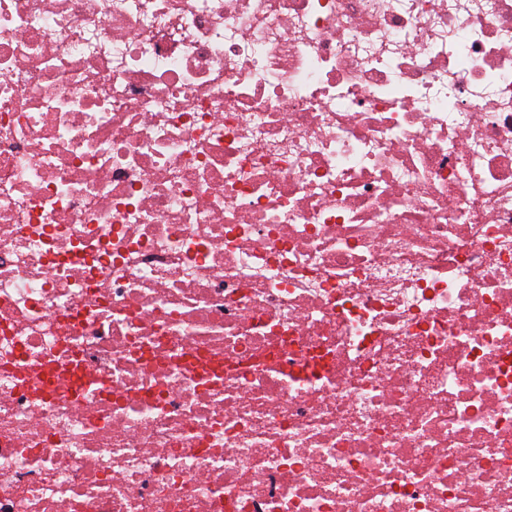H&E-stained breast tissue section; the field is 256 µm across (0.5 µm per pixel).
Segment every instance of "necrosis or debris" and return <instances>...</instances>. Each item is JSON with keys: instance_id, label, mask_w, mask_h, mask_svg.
Returning <instances> with one entry per match:
<instances>
[{"instance_id": "obj_1", "label": "necrosis or debris", "mask_w": 512, "mask_h": 512, "mask_svg": "<svg viewBox=\"0 0 512 512\" xmlns=\"http://www.w3.org/2000/svg\"><path fill=\"white\" fill-rule=\"evenodd\" d=\"M0 512H512V0H0Z\"/></svg>"}]
</instances>
